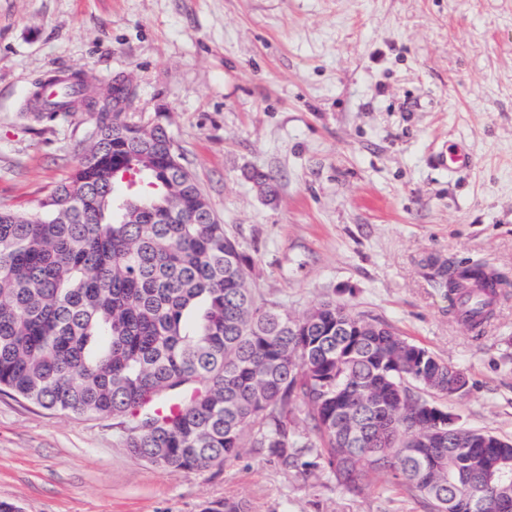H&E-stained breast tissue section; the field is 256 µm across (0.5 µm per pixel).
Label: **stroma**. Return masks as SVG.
<instances>
[{"label":"stroma","instance_id":"35a3bbf8","mask_svg":"<svg viewBox=\"0 0 512 512\" xmlns=\"http://www.w3.org/2000/svg\"><path fill=\"white\" fill-rule=\"evenodd\" d=\"M97 97L128 81L127 121L162 123L260 302L327 299L463 369L441 406L512 438V295L478 333L443 271L512 281V0H0V208L29 215L89 146L94 112L25 109L56 72ZM459 145L471 168L437 153ZM276 184L265 198L247 174ZM119 419L0 391V501L19 512H424L385 475L357 495L247 448L198 472L133 456Z\"/></svg>","mask_w":512,"mask_h":512}]
</instances>
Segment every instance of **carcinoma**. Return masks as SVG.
Wrapping results in <instances>:
<instances>
[{"label": "carcinoma", "instance_id": "cac0c4a2", "mask_svg": "<svg viewBox=\"0 0 512 512\" xmlns=\"http://www.w3.org/2000/svg\"><path fill=\"white\" fill-rule=\"evenodd\" d=\"M99 112L89 156L41 203L0 210V387L45 409L122 417L130 452L173 471L264 448L307 470L313 444L359 494L382 473L426 512H500L512 480L485 481L512 440L462 448L430 396L453 398L448 363L393 327L325 300L300 317L257 303L251 258L154 131ZM135 166L125 190L112 172ZM475 265L446 280L459 317L495 302Z\"/></svg>", "mask_w": 512, "mask_h": 512}]
</instances>
